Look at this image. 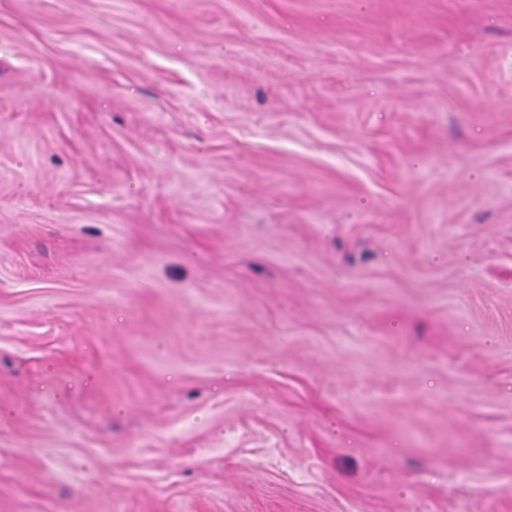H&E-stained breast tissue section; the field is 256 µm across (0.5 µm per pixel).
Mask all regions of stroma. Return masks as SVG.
Instances as JSON below:
<instances>
[{"instance_id": "obj_1", "label": "stroma", "mask_w": 512, "mask_h": 512, "mask_svg": "<svg viewBox=\"0 0 512 512\" xmlns=\"http://www.w3.org/2000/svg\"><path fill=\"white\" fill-rule=\"evenodd\" d=\"M0 512H512V0H0Z\"/></svg>"}]
</instances>
